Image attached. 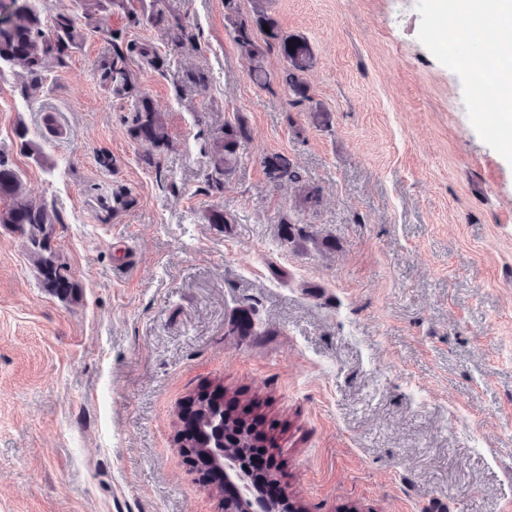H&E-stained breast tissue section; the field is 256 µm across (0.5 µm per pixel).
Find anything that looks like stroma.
Instances as JSON below:
<instances>
[{
	"label": "stroma",
	"mask_w": 512,
	"mask_h": 512,
	"mask_svg": "<svg viewBox=\"0 0 512 512\" xmlns=\"http://www.w3.org/2000/svg\"><path fill=\"white\" fill-rule=\"evenodd\" d=\"M432 2L264 0L313 52L293 108L249 79L224 0H159L185 32H130L162 58L137 72L170 135L157 170L97 80L102 31L34 99L21 70L0 81V158L59 215L78 285L43 288L0 229V512H223L180 447L189 398L218 387L262 402L303 512H512V159ZM239 120L209 190L204 142ZM275 153L302 184L270 179ZM248 140V131L240 120L237 124H225L223 135L212 138L209 148L213 166L204 180L213 191H223L224 183L235 171L239 162V149Z\"/></svg>",
	"instance_id": "obj_1"
}]
</instances>
